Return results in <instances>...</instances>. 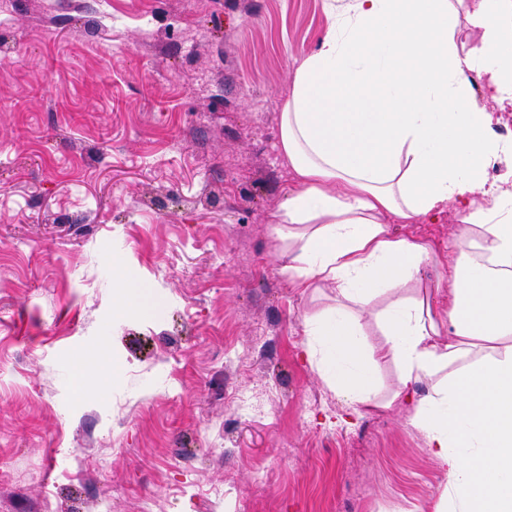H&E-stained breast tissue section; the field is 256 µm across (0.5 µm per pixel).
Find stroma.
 <instances>
[{
  "label": "stroma",
  "mask_w": 512,
  "mask_h": 512,
  "mask_svg": "<svg viewBox=\"0 0 512 512\" xmlns=\"http://www.w3.org/2000/svg\"><path fill=\"white\" fill-rule=\"evenodd\" d=\"M326 28L324 0H0V512H432L444 468L404 406L327 386L330 292L284 271L282 94ZM388 225L444 304L455 204Z\"/></svg>",
  "instance_id": "1"
}]
</instances>
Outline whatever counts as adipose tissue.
<instances>
[{
    "label": "adipose tissue",
    "instance_id": "adipose-tissue-1",
    "mask_svg": "<svg viewBox=\"0 0 512 512\" xmlns=\"http://www.w3.org/2000/svg\"><path fill=\"white\" fill-rule=\"evenodd\" d=\"M329 25L295 67L279 114L295 186L278 215L296 287L330 288L304 315L319 372L352 410L402 404L446 467L435 512H512V168L475 85L512 106V0H325ZM476 36L460 41L462 28ZM460 206L449 246L448 311L423 270L426 243L386 217ZM381 341L364 338V318ZM393 365L382 390L378 375Z\"/></svg>",
    "mask_w": 512,
    "mask_h": 512
}]
</instances>
